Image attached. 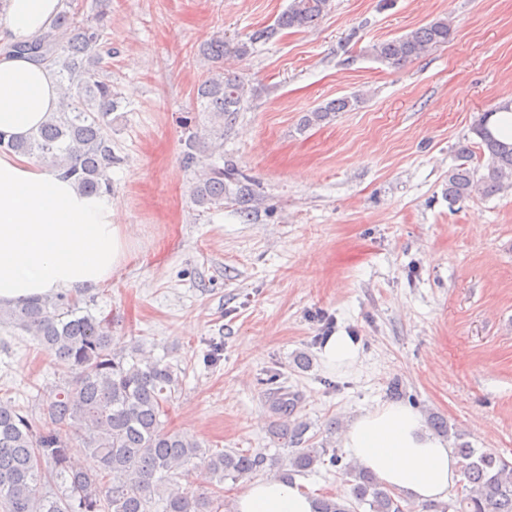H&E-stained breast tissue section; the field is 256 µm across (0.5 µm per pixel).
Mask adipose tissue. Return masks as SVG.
Wrapping results in <instances>:
<instances>
[{
  "label": "adipose tissue",
  "instance_id": "adipose-tissue-1",
  "mask_svg": "<svg viewBox=\"0 0 512 512\" xmlns=\"http://www.w3.org/2000/svg\"><path fill=\"white\" fill-rule=\"evenodd\" d=\"M60 8V0H6L0 10L2 134L26 135L57 108L53 67L10 47L42 36ZM131 245L112 195L82 193L55 171L0 153V302L98 287ZM342 444L389 488L419 502L446 498L460 478L453 448L427 433L405 404L383 403L357 416ZM234 512H313V505L297 485L268 478L239 493Z\"/></svg>",
  "mask_w": 512,
  "mask_h": 512
}]
</instances>
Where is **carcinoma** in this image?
<instances>
[{"mask_svg":"<svg viewBox=\"0 0 512 512\" xmlns=\"http://www.w3.org/2000/svg\"><path fill=\"white\" fill-rule=\"evenodd\" d=\"M332 9V0H290L275 24L253 32L246 41L230 46L216 36L200 49L208 68L197 86V100L212 114L213 126L201 137L192 136L183 154L185 166L202 163L222 148L224 120L243 104L239 77L224 73V56L252 53L256 44L273 39L282 29H305ZM453 34L447 18L417 27L399 37L369 46L375 59L399 67L448 43ZM103 38L99 20L61 11L53 27L23 49L58 67L64 86L59 111L25 136L0 134V150L34 155L87 194L112 192V84L101 79ZM351 107V100H331L310 111L304 125L330 120ZM498 112H512V101L499 104L475 118L470 127L480 163L465 162L448 174V202L474 196L489 198L512 189V142L496 137L489 127ZM200 205L224 201V168L209 165L193 188ZM70 294L37 297L16 303L0 302V322L19 328L39 343L70 377L39 418L0 398V512H224V500L214 489L227 479L234 482L259 471L266 458L257 453L210 452L189 436L166 428L164 406L179 383L169 363L141 358L136 344L114 348L106 320L81 306ZM307 426L301 422L280 426L277 435L295 452L288 458L290 480L330 459L327 447L303 448ZM82 442L97 462L89 470L69 452L71 440ZM456 451L464 464L466 493L448 503L429 504L424 512H512V462L490 451L460 444ZM352 499L321 496L315 512H412L410 506L373 473L356 464L344 466ZM192 474L206 483L199 492L185 491L179 479Z\"/></svg>","mask_w":512,"mask_h":512,"instance_id":"obj_1","label":"carcinoma"}]
</instances>
